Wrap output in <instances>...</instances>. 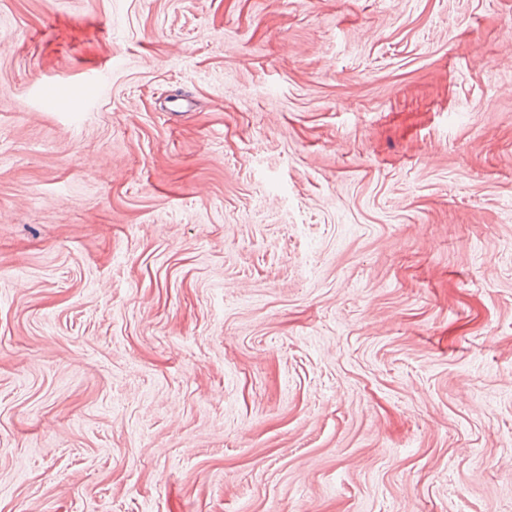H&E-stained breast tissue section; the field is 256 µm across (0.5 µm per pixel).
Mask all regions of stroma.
<instances>
[{"label": "stroma", "instance_id": "1", "mask_svg": "<svg viewBox=\"0 0 512 512\" xmlns=\"http://www.w3.org/2000/svg\"><path fill=\"white\" fill-rule=\"evenodd\" d=\"M0 512H512V0H0Z\"/></svg>", "mask_w": 512, "mask_h": 512}]
</instances>
